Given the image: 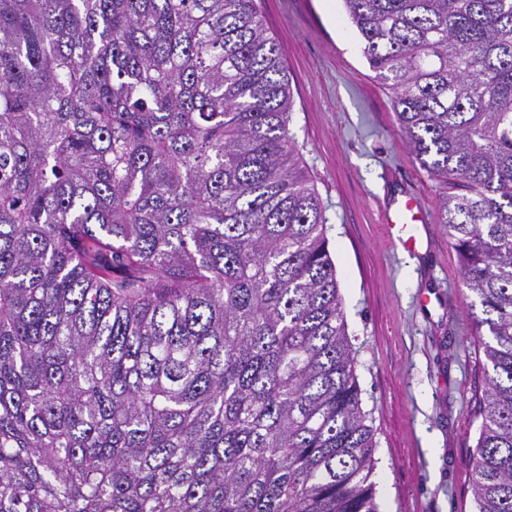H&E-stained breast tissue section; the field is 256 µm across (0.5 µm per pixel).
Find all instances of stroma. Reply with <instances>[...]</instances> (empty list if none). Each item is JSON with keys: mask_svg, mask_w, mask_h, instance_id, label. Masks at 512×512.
<instances>
[{"mask_svg": "<svg viewBox=\"0 0 512 512\" xmlns=\"http://www.w3.org/2000/svg\"><path fill=\"white\" fill-rule=\"evenodd\" d=\"M257 4L287 65L290 131L331 225L362 409L376 441L380 512H475L473 411L486 374L483 356L462 342L476 322L441 222L446 189L406 144L342 0ZM403 194L430 221L428 244L411 251L383 222Z\"/></svg>", "mask_w": 512, "mask_h": 512, "instance_id": "stroma-1", "label": "stroma"}]
</instances>
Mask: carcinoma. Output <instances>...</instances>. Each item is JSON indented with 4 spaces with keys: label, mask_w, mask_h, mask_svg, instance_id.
<instances>
[{
    "label": "carcinoma",
    "mask_w": 512,
    "mask_h": 512,
    "mask_svg": "<svg viewBox=\"0 0 512 512\" xmlns=\"http://www.w3.org/2000/svg\"><path fill=\"white\" fill-rule=\"evenodd\" d=\"M484 318L512 512V0H343ZM256 0H0V512H379Z\"/></svg>",
    "instance_id": "cac0c4a2"
}]
</instances>
